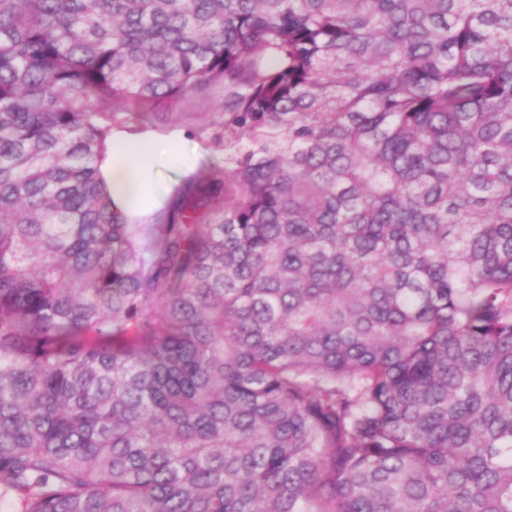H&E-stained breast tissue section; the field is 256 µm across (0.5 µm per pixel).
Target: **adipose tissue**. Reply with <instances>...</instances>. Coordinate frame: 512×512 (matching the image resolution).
Instances as JSON below:
<instances>
[{"mask_svg":"<svg viewBox=\"0 0 512 512\" xmlns=\"http://www.w3.org/2000/svg\"><path fill=\"white\" fill-rule=\"evenodd\" d=\"M170 152L169 142L153 136L113 134L99 163V176L114 210L128 219L148 210L152 166Z\"/></svg>","mask_w":512,"mask_h":512,"instance_id":"ef3b65f1","label":"adipose tissue"}]
</instances>
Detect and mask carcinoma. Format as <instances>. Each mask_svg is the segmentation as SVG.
Segmentation results:
<instances>
[{"mask_svg": "<svg viewBox=\"0 0 512 512\" xmlns=\"http://www.w3.org/2000/svg\"><path fill=\"white\" fill-rule=\"evenodd\" d=\"M215 84L127 223L114 120ZM0 501L512 512V0H0ZM223 89L214 87L207 96L189 95L176 112L152 123H115L114 129L149 135H112L99 163V176L108 189L113 209L126 220L145 213L151 205L150 179L155 162L171 152L165 165L153 171L154 209L136 224H159V217L193 180L224 176V112L220 109Z\"/></svg>", "mask_w": 512, "mask_h": 512, "instance_id": "1", "label": "carcinoma"}]
</instances>
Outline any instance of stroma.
Listing matches in <instances>:
<instances>
[{"label":"stroma","instance_id":"stroma-1","mask_svg":"<svg viewBox=\"0 0 512 512\" xmlns=\"http://www.w3.org/2000/svg\"><path fill=\"white\" fill-rule=\"evenodd\" d=\"M222 87H214L208 95L185 98L177 111L154 122L123 123L131 133L148 132L174 140L176 147L164 166L154 172L152 192L156 204L143 216L146 224L158 223L159 217L175 201L191 181L211 179L224 174V114L220 109Z\"/></svg>","mask_w":512,"mask_h":512}]
</instances>
